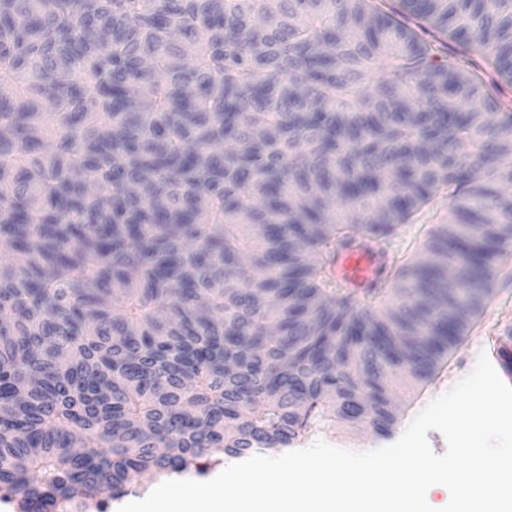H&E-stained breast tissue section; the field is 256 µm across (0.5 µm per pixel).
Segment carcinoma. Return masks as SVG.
I'll use <instances>...</instances> for the list:
<instances>
[{"mask_svg":"<svg viewBox=\"0 0 512 512\" xmlns=\"http://www.w3.org/2000/svg\"><path fill=\"white\" fill-rule=\"evenodd\" d=\"M0 0V493L104 512L446 374L512 246V0ZM364 294L340 245L386 252ZM386 4V7L399 12L397 14L398 19H400L404 24L415 30L422 38L433 40L436 39L442 41L444 46L442 47L443 52L441 53L442 61L448 64L454 60L459 50L458 41L450 36V34H445L443 31H440L433 26H431L428 22L420 19L416 16L409 14H400L402 11L400 0H383ZM436 218L437 215L432 211L424 210L415 223L407 224L401 235L391 241L388 246L389 252L396 255H406L412 249L419 250ZM246 459L233 458V457H224V463L220 466L216 467L213 471L202 475V476H192V477H152L151 475H145L140 481L139 485H135L132 492L128 489L129 493L118 499V500H109L106 512H118V509L123 506L128 501L134 499H142L146 495H148L157 485L167 480H195V481H207L213 476L221 472L225 467H227L230 463H238Z\"/></svg>","mask_w":512,"mask_h":512,"instance_id":"carcinoma-1","label":"carcinoma"}]
</instances>
